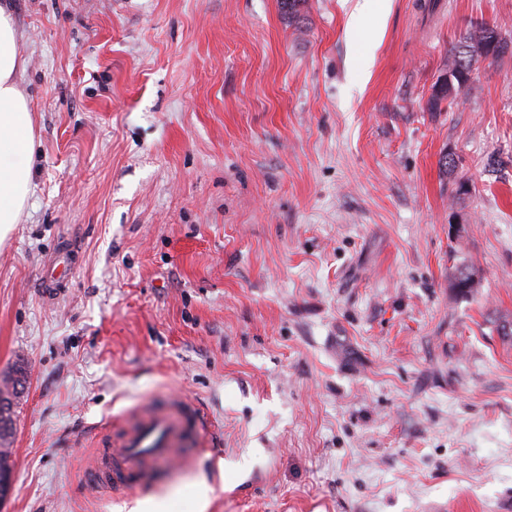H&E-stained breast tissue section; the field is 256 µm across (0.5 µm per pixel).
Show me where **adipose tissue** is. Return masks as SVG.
<instances>
[{
  "label": "adipose tissue",
  "mask_w": 512,
  "mask_h": 512,
  "mask_svg": "<svg viewBox=\"0 0 512 512\" xmlns=\"http://www.w3.org/2000/svg\"><path fill=\"white\" fill-rule=\"evenodd\" d=\"M24 63L7 0H0V241L5 240L27 206L28 165L35 149L29 103L17 81Z\"/></svg>",
  "instance_id": "1"
}]
</instances>
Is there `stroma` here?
<instances>
[{
	"instance_id": "35a3bbf8",
	"label": "stroma",
	"mask_w": 512,
	"mask_h": 512,
	"mask_svg": "<svg viewBox=\"0 0 512 512\" xmlns=\"http://www.w3.org/2000/svg\"><path fill=\"white\" fill-rule=\"evenodd\" d=\"M13 6L36 147L0 244V382L27 372L0 512H131L90 492L88 431L167 395L220 445L163 465L178 512L202 479L206 512H512V0ZM480 23L504 53L429 111ZM450 270L452 288L462 297L474 298L479 294L480 288H482V278L473 265L462 260L451 267ZM476 274L478 275L477 279L475 278ZM456 280H459L458 285L454 283Z\"/></svg>"
}]
</instances>
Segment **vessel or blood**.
<instances>
[{"label":"vessel or blood","instance_id":"obj_1","mask_svg":"<svg viewBox=\"0 0 512 512\" xmlns=\"http://www.w3.org/2000/svg\"><path fill=\"white\" fill-rule=\"evenodd\" d=\"M211 423L194 403L167 398L115 419L97 441L90 487L121 498L153 486L176 450L195 447Z\"/></svg>","mask_w":512,"mask_h":512}]
</instances>
